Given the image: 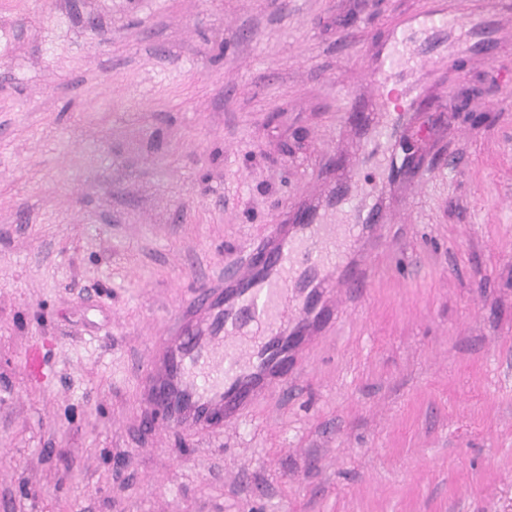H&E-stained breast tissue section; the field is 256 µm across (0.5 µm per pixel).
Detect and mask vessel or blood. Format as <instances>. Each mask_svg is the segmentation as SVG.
Returning <instances> with one entry per match:
<instances>
[{"instance_id":"1","label":"vessel or blood","mask_w":512,"mask_h":512,"mask_svg":"<svg viewBox=\"0 0 512 512\" xmlns=\"http://www.w3.org/2000/svg\"><path fill=\"white\" fill-rule=\"evenodd\" d=\"M395 39L372 83L386 94L360 157L361 165L393 176L405 165L398 144L414 99L388 86L385 70L415 72L432 60L418 37L428 31L467 35L441 9ZM375 191L330 192L300 224H277L243 260L229 261L224 285L198 289L174 318L157 353L140 372L155 418L197 435L223 432L286 376L307 338L336 317V297L362 296L371 278L368 245L380 226Z\"/></svg>"}]
</instances>
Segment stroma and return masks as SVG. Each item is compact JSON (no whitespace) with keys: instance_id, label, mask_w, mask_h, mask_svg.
Returning a JSON list of instances; mask_svg holds the SVG:
<instances>
[{"instance_id":"stroma-1","label":"stroma","mask_w":512,"mask_h":512,"mask_svg":"<svg viewBox=\"0 0 512 512\" xmlns=\"http://www.w3.org/2000/svg\"><path fill=\"white\" fill-rule=\"evenodd\" d=\"M435 0H0V512H512V8L455 0L359 304L217 436L136 369L340 183Z\"/></svg>"}]
</instances>
